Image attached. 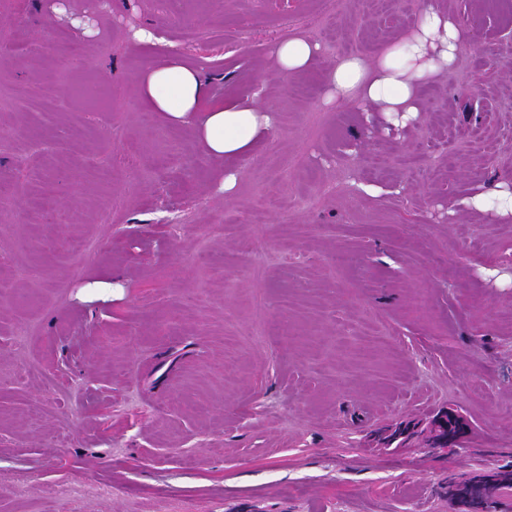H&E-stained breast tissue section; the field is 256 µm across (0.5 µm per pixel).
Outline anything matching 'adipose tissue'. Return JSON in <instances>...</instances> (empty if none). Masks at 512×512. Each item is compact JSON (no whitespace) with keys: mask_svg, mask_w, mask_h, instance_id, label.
<instances>
[{"mask_svg":"<svg viewBox=\"0 0 512 512\" xmlns=\"http://www.w3.org/2000/svg\"><path fill=\"white\" fill-rule=\"evenodd\" d=\"M464 37L456 19L429 0L414 26L374 59L339 57L325 74V100L354 104L365 112L383 113L392 124H406L419 111L421 87L454 65ZM272 56L278 70L291 77L316 69L321 49L315 42L292 36L279 41ZM139 91L151 110L178 124H197L206 152L224 163L227 192L236 184L235 164L253 153L260 137L274 126L271 110L245 99H228L200 112L206 82L198 71L181 64L175 50L166 62L142 74Z\"/></svg>","mask_w":512,"mask_h":512,"instance_id":"1","label":"adipose tissue"}]
</instances>
